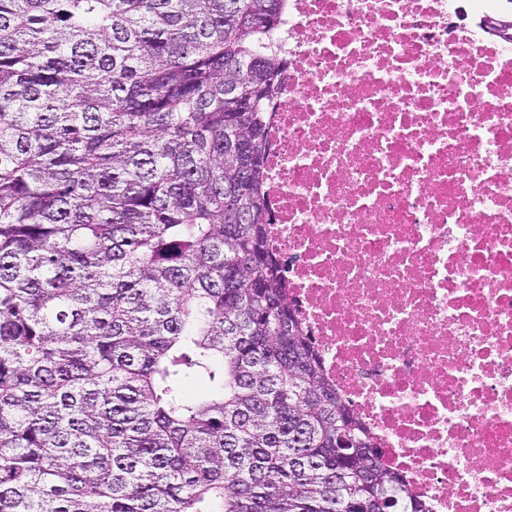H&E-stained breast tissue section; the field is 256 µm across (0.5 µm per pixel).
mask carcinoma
I'll return each instance as SVG.
<instances>
[{
    "instance_id": "carcinoma-1",
    "label": "carcinoma",
    "mask_w": 512,
    "mask_h": 512,
    "mask_svg": "<svg viewBox=\"0 0 512 512\" xmlns=\"http://www.w3.org/2000/svg\"><path fill=\"white\" fill-rule=\"evenodd\" d=\"M285 2L0 0V512H429L269 247Z\"/></svg>"
}]
</instances>
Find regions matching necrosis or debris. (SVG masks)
<instances>
[{
    "mask_svg": "<svg viewBox=\"0 0 512 512\" xmlns=\"http://www.w3.org/2000/svg\"><path fill=\"white\" fill-rule=\"evenodd\" d=\"M496 0H288L270 246L429 512H512V42Z\"/></svg>",
    "mask_w": 512,
    "mask_h": 512,
    "instance_id": "obj_1",
    "label": "necrosis or debris"
}]
</instances>
